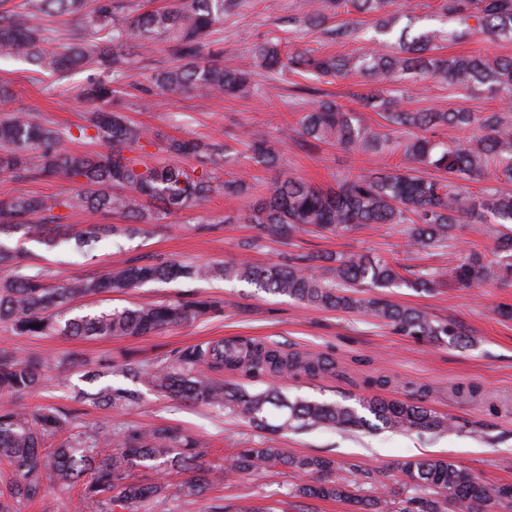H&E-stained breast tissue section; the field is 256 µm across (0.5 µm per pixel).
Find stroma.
I'll use <instances>...</instances> for the list:
<instances>
[{
    "mask_svg": "<svg viewBox=\"0 0 512 512\" xmlns=\"http://www.w3.org/2000/svg\"><path fill=\"white\" fill-rule=\"evenodd\" d=\"M305 11V0H241L239 8L225 17L219 35L225 66L255 69L256 47L272 38L285 47L317 55H345L355 49V42L338 43L306 28L301 22ZM255 71L254 87L243 98L159 94L144 108L137 89L143 78L138 75L114 104L115 110L158 140H221L224 164L219 176L246 182L251 188L249 197H212L199 207L103 240L87 254L70 243L50 249L13 235L7 243L21 248L27 271L44 269L53 281L66 282L93 278L136 259L205 263L232 262L245 256L265 264L284 256L325 252L401 257L405 230L401 224H366L335 235L304 232L274 243L253 225L226 223L227 215L242 212L253 199L266 195L276 178L275 171L253 163L244 144L246 136L280 141L292 175L324 188L363 170L393 169L400 161L388 151L361 153L333 142L308 146L295 134L302 114L314 100L324 97L356 112L365 123L380 127L381 116L363 107L358 98L366 89L362 74L318 81L310 75L271 76ZM85 79L80 73L59 81L0 53V81L9 82L14 93L11 102L0 106V116L32 108L54 128L83 124L90 110L81 97ZM404 105L414 110L466 107L489 112L497 109L499 102L485 92L470 94L445 82L424 79ZM455 236L453 246L408 260L412 266L436 269L438 288L419 292L402 286L380 290L379 295L420 308L434 318L456 321L466 333L461 344L405 336L361 314L307 308L243 282L183 280L170 285L148 283L123 295L89 298L85 305L96 311L197 293L223 300V311L203 322L125 339L13 336L0 328V346L70 362L66 380L50 379L40 391L26 396V404L66 407L73 392L80 389L124 388L135 393V404L123 408L83 406L82 422L116 430L170 425L207 442L208 459L213 463L226 449L269 440L293 455L331 456L339 464L336 479L357 482L364 492L379 489L397 500L405 497L401 462L426 455L448 457L487 486L512 484V318L500 314L501 308L512 309V281H492L473 288L459 284L452 269L460 257L475 250L493 259L497 236L494 225L478 229L471 223L460 225ZM229 338L321 353L335 360L336 369L318 377L300 374L280 385L267 377L250 379L227 370L223 373L225 384H240L252 392L277 386L292 399L338 400L350 405L371 396L422 401L438 414L455 418L460 428L450 433L318 428L270 437L227 413L161 396L121 371L127 351L152 362L192 344ZM90 370L97 371V378L87 379ZM307 480L306 474L281 467L225 478L199 499L195 512H209L218 497L224 500L225 512H351L343 501L293 496L294 487Z\"/></svg>",
    "mask_w": 512,
    "mask_h": 512,
    "instance_id": "35a3bbf8",
    "label": "stroma"
}]
</instances>
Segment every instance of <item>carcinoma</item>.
I'll return each mask as SVG.
<instances>
[{
    "instance_id": "cac0c4a2",
    "label": "carcinoma",
    "mask_w": 512,
    "mask_h": 512,
    "mask_svg": "<svg viewBox=\"0 0 512 512\" xmlns=\"http://www.w3.org/2000/svg\"><path fill=\"white\" fill-rule=\"evenodd\" d=\"M238 0H175L163 10L143 11L131 0H0V51L65 80L88 70L82 97L96 106L87 124L71 129L50 128L34 111H18L0 119V176L20 180L32 174L71 185L51 195L17 194L0 200V236L22 237L56 247L68 241L62 224L65 211L81 208L108 212L134 224H150L158 214L172 215L214 194L239 198L248 186L221 181L217 168L224 163V146L204 140L164 144L118 112L106 109L124 81L139 69V51L163 43L173 65L147 77L140 91L147 96L214 94L239 96L253 88L254 72L224 66L221 52L207 41L224 25V15ZM352 9L376 17L374 34L349 56H314L285 52L268 40L256 47L257 66L269 73L283 71L329 77L360 71L368 78L362 99L382 111L388 132L364 124L332 100L320 99L299 120L298 135L307 145L333 141L366 151L384 149L401 154L406 166L389 173H362L323 190L283 168L280 145L266 139L246 141L254 162L277 172L270 193L241 218L228 222L255 224L270 240L288 238L299 230L339 232L361 224H404L410 253L445 248L456 224L492 220L500 225L499 257L487 261L468 253L454 268L465 286L512 279V192L488 186L480 193L465 183L490 175L512 184V58L488 60L472 55L443 58L437 42L461 43L475 31L497 39H512V0H439L438 9L452 27L413 30L398 27L407 16L398 0H308L303 24L325 28L332 39H357L346 24L326 26L331 9ZM71 16L88 33L74 37L66 51L48 53L43 22L48 17ZM397 77H433L465 91L484 90L501 108L492 112L409 111L401 97L385 92ZM440 127L471 131L468 141L445 144L427 133ZM112 143L107 153L64 150L72 139ZM168 155L156 163L144 161L146 146ZM200 166L191 164V161ZM120 231L112 224H93L78 234L85 242ZM327 263L328 275L311 264ZM0 266L10 274L0 278V324L15 336H151L190 324L221 310L218 301L196 294H179L156 304L111 308L72 314L77 297L122 293L146 283L168 284L179 279L249 283L265 292L286 296L305 306L359 312L416 338L462 341L464 332L453 321H439L425 311L382 298H364L365 290L405 285L429 291L437 272L420 269L407 278V267L368 254L298 257L287 263L255 264L247 259L217 264L189 265L178 261L128 265L97 279L50 284L41 271H23L19 250L0 244ZM63 373L64 362L50 366L40 356L23 355L0 347V394L11 402L0 405V463L12 477L0 486V512H22L29 502L46 495L48 483L61 491L82 488L89 512H155L175 498L181 507L194 504L213 478L234 476L266 466L280 465L303 472L313 482L294 494L311 499L345 500L357 512H497L512 508V485L495 488L478 482L470 472L445 457L409 459L400 465L413 496L405 505L383 493L360 494L357 484L332 478L334 460L317 455H290L268 443L232 448L222 462H206L208 446L191 434L168 425L114 431L89 429L77 409L45 406L29 410L12 403L45 384L49 369ZM230 369L246 378L271 375L282 379L304 373L320 376L335 369L334 360L309 352L290 353L278 346L250 341L197 343L152 363L135 352L125 355L123 370L152 389L184 402L202 404L247 420L271 433L316 427L355 430L383 427L396 430L453 431L458 421L413 402L366 397L354 407L341 401L290 400L276 388L251 393L230 388L212 376ZM75 403L96 407L129 406L134 393L104 386L95 392L79 390ZM161 469L163 475L141 479L136 472ZM183 479L171 492L167 476Z\"/></svg>"
}]
</instances>
